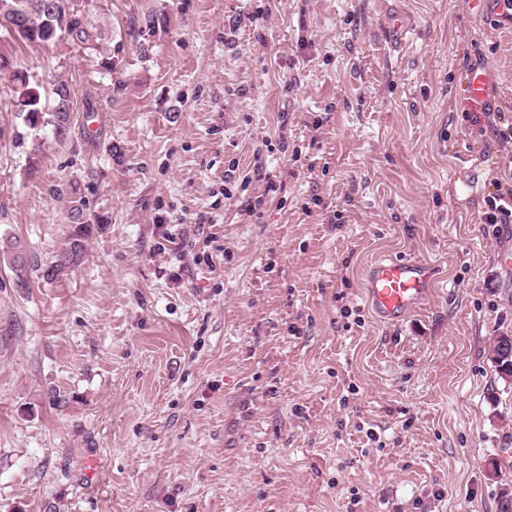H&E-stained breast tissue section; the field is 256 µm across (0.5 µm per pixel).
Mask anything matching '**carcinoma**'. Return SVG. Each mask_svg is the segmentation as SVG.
<instances>
[{
	"mask_svg": "<svg viewBox=\"0 0 512 512\" xmlns=\"http://www.w3.org/2000/svg\"><path fill=\"white\" fill-rule=\"evenodd\" d=\"M17 15L20 17L18 39L29 45L48 46L64 36L86 43L92 39L83 22L71 20L74 13L70 11L67 0H0V18ZM12 97L18 111L24 114V122L34 128L38 126L46 111L55 117V129L62 132L71 120L72 97L69 84L58 79L53 84V105L46 107L42 102L40 91L31 84L29 77L22 70L12 72ZM70 231L65 246L52 260L39 265L24 250L18 241H7L0 246V258L8 261L16 276L26 281L27 270L40 272L41 279L47 283H60L79 266L86 255V241L92 233V224L84 214L83 203L71 201ZM493 350V363L496 373L503 379L512 377V354L501 353L503 337L496 338Z\"/></svg>",
	"mask_w": 512,
	"mask_h": 512,
	"instance_id": "carcinoma-1",
	"label": "carcinoma"
}]
</instances>
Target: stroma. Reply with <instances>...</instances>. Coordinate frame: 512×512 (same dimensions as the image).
I'll return each instance as SVG.
<instances>
[{
	"label": "stroma",
	"mask_w": 512,
	"mask_h": 512,
	"mask_svg": "<svg viewBox=\"0 0 512 512\" xmlns=\"http://www.w3.org/2000/svg\"><path fill=\"white\" fill-rule=\"evenodd\" d=\"M67 2L93 45L0 36L73 94L32 129L0 73V239L46 262L71 200L94 223L66 282L0 264V512H500L503 0ZM382 255L437 267L402 321L363 297ZM53 95L51 112L55 117V129L62 132L71 120L72 97L69 84L62 79H57L53 84ZM495 191L488 194L482 213V223L485 224H511L512 223V173L510 182L503 183L496 178L493 183Z\"/></svg>",
	"instance_id": "obj_1"
}]
</instances>
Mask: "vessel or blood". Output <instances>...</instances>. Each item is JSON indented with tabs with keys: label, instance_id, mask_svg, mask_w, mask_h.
I'll use <instances>...</instances> for the list:
<instances>
[{
	"label": "vessel or blood",
	"instance_id": "vessel-or-blood-1",
	"mask_svg": "<svg viewBox=\"0 0 512 512\" xmlns=\"http://www.w3.org/2000/svg\"><path fill=\"white\" fill-rule=\"evenodd\" d=\"M431 264L407 258L374 261L365 273L366 302L375 317L392 322L406 317L428 298L433 286Z\"/></svg>",
	"mask_w": 512,
	"mask_h": 512
}]
</instances>
